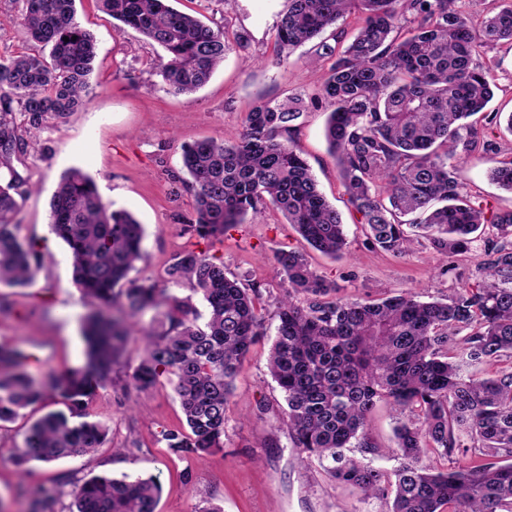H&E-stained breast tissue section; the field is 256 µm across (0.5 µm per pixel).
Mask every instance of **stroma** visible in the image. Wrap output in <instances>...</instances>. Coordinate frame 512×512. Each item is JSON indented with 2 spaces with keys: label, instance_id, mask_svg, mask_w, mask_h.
<instances>
[{
  "label": "stroma",
  "instance_id": "obj_1",
  "mask_svg": "<svg viewBox=\"0 0 512 512\" xmlns=\"http://www.w3.org/2000/svg\"><path fill=\"white\" fill-rule=\"evenodd\" d=\"M170 4L211 27L246 37L243 44L233 45L205 86L192 94L169 92L158 74L165 56L158 44L121 27L99 0H76L75 20L94 35L97 45L89 94L77 112L49 118L37 148L17 165L29 190L19 199L13 221L20 238L41 243L40 266L27 286L0 285V295L12 305L10 312L0 315V343L32 354L28 365L32 375L84 362L79 325L89 307L73 282L67 247L49 228L50 202L61 174L81 169L112 210L128 212L143 225L144 258L130 272V279L164 280L179 252L203 246L186 229L194 216L192 193L171 192V177L181 171L183 146L204 138H236L245 114L263 99H300L303 115L293 139L320 191L340 212L347 235L343 257L328 258L311 249L283 214L266 204L211 248L225 271L257 294L269 338L276 333L274 313L288 287L273 259L280 249L305 253L317 274L334 283L337 297L346 301L378 302L407 291L424 301L445 299L473 283L484 242L496 236L494 228H487L470 252L450 258L424 238L398 256L370 243L359 214L347 202L324 136L330 107L320 89L328 61L307 65V57L315 52L309 43L287 63H273L272 34L287 0H170ZM22 6V0H0L2 59L29 49L19 31ZM479 61L490 71L493 90L485 113L512 112V41L485 48ZM490 162L480 149L459 154V180L467 193L494 210L512 211V194L488 178ZM160 316V310L148 309L135 318L134 333L111 383L93 396L90 411L109 428V441L102 448L19 468L13 450L26 428L62 409L51 400L27 407L15 422L0 428V512H34L27 487H52L65 475L75 481L102 475L153 478L160 487L156 512H197L209 504L223 512H387L390 502L384 497L364 498L358 490L328 479L317 465L301 464L299 451L281 424L282 393L268 373L269 338L250 350L235 379L223 452L199 461L175 455L163 435L183 427L185 418L172 384L163 377L154 387L140 389L131 380L145 335L157 329ZM400 417L391 405L378 404L368 421L376 452L362 454L354 448L351 456L394 474L401 464L393 451Z\"/></svg>",
  "mask_w": 512,
  "mask_h": 512
}]
</instances>
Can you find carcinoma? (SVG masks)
<instances>
[{"mask_svg": "<svg viewBox=\"0 0 512 512\" xmlns=\"http://www.w3.org/2000/svg\"><path fill=\"white\" fill-rule=\"evenodd\" d=\"M76 0H23L20 28L49 56L0 59V284L24 286L35 276L34 244L12 223L28 183L12 161L37 145L44 121L77 111L89 92L96 57L94 38L75 22ZM122 26L141 33L166 53L159 69L168 90L202 87L231 49L227 31L169 5V0H100ZM458 0H288L274 29L275 60L286 62L350 14L360 27L341 52L320 41L309 58L332 60L321 94L331 107L325 137L349 204L370 242L400 255L426 236L449 256L471 250L489 225L475 282L443 302L411 293L379 303L331 299L336 288L293 250L274 255L290 291L279 302L268 369L283 393V424L302 461H316L326 476L365 497L385 494L383 471L349 456L375 451L366 428L379 402L408 415L395 427V472L388 512H512V212L488 213L463 192L454 159L478 142L465 124L492 98L481 49L512 40V0L474 26ZM69 41H64V38ZM26 121L19 125L14 107ZM301 109L274 100L247 113L232 142L204 139L182 149L187 177L174 182L192 191L189 230L209 246L244 222L262 203L277 207L314 249L340 258L347 245L341 215L321 195L295 145ZM512 193V161L490 168ZM51 232L68 247L73 279L95 310L83 336L81 368L52 371L40 382L24 367L29 355L0 345V424L47 397L68 413L32 423L16 449V462H53L105 445L107 426L90 419L94 385L112 380L130 327L112 317L118 298L128 315L167 305L160 330L148 335L132 379L141 389L167 375L175 384L186 426L163 435L184 459L224 449L225 410L250 348L266 336L254 298L209 251L187 249L168 269V280L131 281L143 259L144 230L131 214L112 211L91 177L64 172L50 207ZM188 283L202 296L208 320L190 301L169 293ZM472 364L493 366L482 375ZM455 460L436 471L422 464L427 449ZM73 485L71 512H156L160 488L153 479L94 476ZM59 486V487H61ZM59 487L37 485L40 501Z\"/></svg>", "mask_w": 512, "mask_h": 512, "instance_id": "1", "label": "carcinoma"}]
</instances>
